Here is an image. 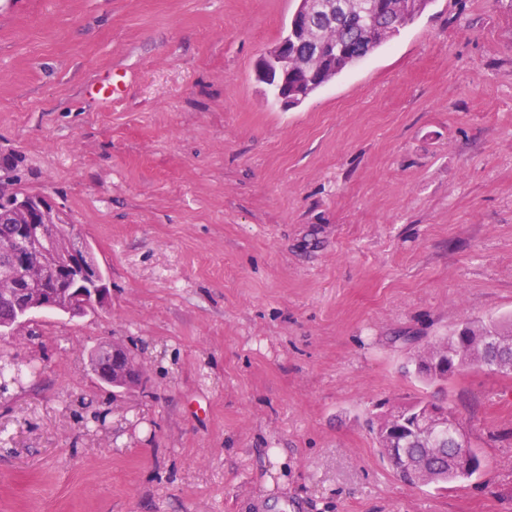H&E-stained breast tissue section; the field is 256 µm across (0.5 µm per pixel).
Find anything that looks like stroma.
<instances>
[{"mask_svg": "<svg viewBox=\"0 0 512 512\" xmlns=\"http://www.w3.org/2000/svg\"><path fill=\"white\" fill-rule=\"evenodd\" d=\"M295 6L0 0V149L112 288L0 340L26 366L0 512H512V373L411 365L512 317V0H433L285 107L256 68ZM112 74L115 98L87 92ZM112 340L148 368L117 397L87 362ZM417 399L479 475L397 479L369 422Z\"/></svg>", "mask_w": 512, "mask_h": 512, "instance_id": "1", "label": "stroma"}]
</instances>
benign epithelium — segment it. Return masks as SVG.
I'll list each match as a JSON object with an SVG mask.
<instances>
[{
    "mask_svg": "<svg viewBox=\"0 0 512 512\" xmlns=\"http://www.w3.org/2000/svg\"><path fill=\"white\" fill-rule=\"evenodd\" d=\"M310 9L295 12V21L288 37L271 47L260 61L257 76L265 81L274 74L288 77V66L294 63L291 48L295 44L314 40ZM316 80L327 84L336 77V48L318 51L308 64ZM0 202L9 223L15 225L14 236L8 247L10 261L0 263V277L14 278L20 265L19 259L30 253L45 254L39 271L41 286L30 287V282L20 281L22 287L9 293L6 300L17 309L16 318L0 323V338L17 335L30 320V316L46 308L71 319L82 318L108 304L110 289L106 287L104 269L97 261L88 241L66 222L63 212L44 193H28L6 175L0 174ZM90 370L107 386L124 391L143 385L146 367L132 357L119 341L102 343L93 348L89 358ZM405 412L404 406H394L386 412L390 421L383 438L390 456L408 463L400 449L395 447L397 429L393 421ZM419 427L436 431L454 425L450 410L433 404L426 405L418 415Z\"/></svg>",
    "mask_w": 512,
    "mask_h": 512,
    "instance_id": "7a95c632",
    "label": "benign epithelium"
}]
</instances>
